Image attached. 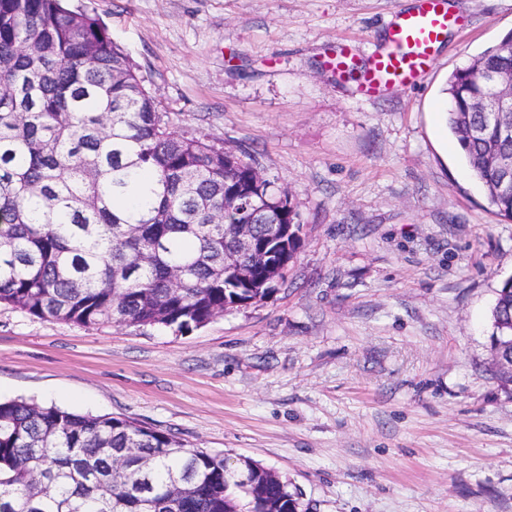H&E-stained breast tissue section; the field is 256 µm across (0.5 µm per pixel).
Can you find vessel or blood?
Masks as SVG:
<instances>
[{"label":"vessel or blood","mask_w":512,"mask_h":512,"mask_svg":"<svg viewBox=\"0 0 512 512\" xmlns=\"http://www.w3.org/2000/svg\"><path fill=\"white\" fill-rule=\"evenodd\" d=\"M460 19L448 0H416L412 9L397 14L388 29L387 47L375 52L366 63H359L355 46L342 43L324 57L323 66L363 99L414 86L430 71L437 46Z\"/></svg>","instance_id":"vessel-or-blood-1"}]
</instances>
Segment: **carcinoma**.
Instances as JSON below:
<instances>
[{"label":"carcinoma","mask_w":512,"mask_h":512,"mask_svg":"<svg viewBox=\"0 0 512 512\" xmlns=\"http://www.w3.org/2000/svg\"><path fill=\"white\" fill-rule=\"evenodd\" d=\"M501 42L448 77V127L496 213L512 221L508 117L478 110ZM260 203L280 234L238 275L230 226ZM289 194L254 161L177 131L100 18L67 0H0V304L84 327L200 328L270 296L300 242ZM495 356L512 362V279L492 309ZM133 450L118 469L113 454ZM225 454L125 417L0 402V512H259ZM249 484L282 512L302 493L257 461Z\"/></svg>","instance_id":"cac0c4a2"}]
</instances>
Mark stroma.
<instances>
[{"label":"stroma","instance_id":"35a3bbf8","mask_svg":"<svg viewBox=\"0 0 512 512\" xmlns=\"http://www.w3.org/2000/svg\"><path fill=\"white\" fill-rule=\"evenodd\" d=\"M431 71L376 101L322 65L368 57L410 0H69L172 125L254 157L303 224L285 283L184 334L0 305V400L125 415L286 475L309 512H512V391L491 310L512 222L445 120L449 75L512 33L458 0Z\"/></svg>","mask_w":512,"mask_h":512}]
</instances>
